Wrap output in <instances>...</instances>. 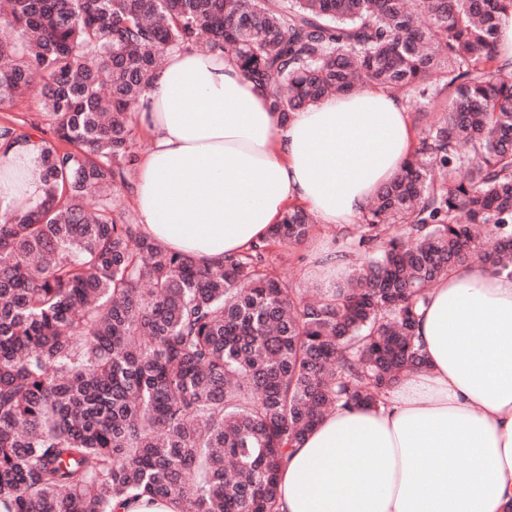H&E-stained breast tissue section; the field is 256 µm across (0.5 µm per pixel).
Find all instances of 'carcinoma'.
<instances>
[{"label": "carcinoma", "instance_id": "1", "mask_svg": "<svg viewBox=\"0 0 512 512\" xmlns=\"http://www.w3.org/2000/svg\"><path fill=\"white\" fill-rule=\"evenodd\" d=\"M512 0H9L0 110L35 89L43 199L0 222V512H276L288 450L337 408L374 405L423 363L433 284L512 276ZM236 57L287 118L360 82L410 92L418 142L309 297L269 259L303 244L292 205L213 267L112 214L137 164L130 109L169 50ZM109 90H103L102 75ZM34 137L0 125V144ZM396 226L388 233L387 226ZM114 512H179L177 504L168 499L141 497L113 503Z\"/></svg>", "mask_w": 512, "mask_h": 512}]
</instances>
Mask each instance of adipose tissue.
Wrapping results in <instances>:
<instances>
[{
    "mask_svg": "<svg viewBox=\"0 0 512 512\" xmlns=\"http://www.w3.org/2000/svg\"><path fill=\"white\" fill-rule=\"evenodd\" d=\"M137 119L150 139L134 203L143 232L218 265L264 239L293 204L353 226L400 171L415 131L375 87L283 118L236 59L167 52ZM37 140L0 150V198L43 197ZM425 356L374 406L339 408L293 448L278 512H512V277L450 271L419 311Z\"/></svg>",
    "mask_w": 512,
    "mask_h": 512,
    "instance_id": "adipose-tissue-1",
    "label": "adipose tissue"
}]
</instances>
